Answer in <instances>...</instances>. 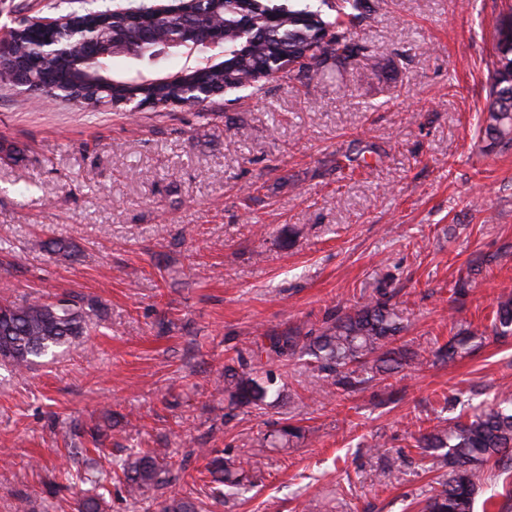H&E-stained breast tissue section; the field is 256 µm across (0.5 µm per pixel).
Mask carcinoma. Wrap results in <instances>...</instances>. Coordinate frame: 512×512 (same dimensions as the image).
I'll use <instances>...</instances> for the list:
<instances>
[{
	"instance_id": "1",
	"label": "carcinoma",
	"mask_w": 512,
	"mask_h": 512,
	"mask_svg": "<svg viewBox=\"0 0 512 512\" xmlns=\"http://www.w3.org/2000/svg\"><path fill=\"white\" fill-rule=\"evenodd\" d=\"M335 12L322 16L321 8L311 0H223L204 3L198 10L213 24H224V46L208 51L206 83L215 87L247 89L262 81L260 68L273 71H297L311 80L323 75L325 63H338L359 56L360 49L350 36L351 26L370 16L369 0H319ZM181 17H160L151 6L140 2L134 7L117 8L112 15L98 18L108 37L125 44L139 55L136 74L112 69V57L96 62L79 63L69 47L61 48L50 65L66 77L63 87L47 92L60 98L90 97L97 105L115 98H133L148 103L178 100L197 88L200 77L185 67H160L153 59L156 52L169 56L176 49L159 42L146 48L141 45L144 27L166 35L179 34ZM496 64L490 77L489 105L484 120L488 147H512V16L496 30ZM89 313L74 301L48 303L34 298L23 304H0V365L22 372L36 359L58 347L80 342L88 335ZM493 330L505 335L512 332V297L497 303ZM400 331L399 316L385 302H367L327 327L308 344L320 368L336 375V389L356 386L355 371L347 366L365 364L377 355L374 368L388 373L408 362L407 351L389 347ZM224 391L237 406H257L267 395L256 379L231 370L224 373ZM512 400L504 398L482 406L476 412L458 416L442 430H433L416 439V447L429 457V469L437 473L438 489L428 497L423 512H473L478 471L490 460L512 461ZM93 450L105 446L107 433L99 427L77 429ZM127 494L137 499L166 483L168 471L150 451H138L119 466ZM213 479L236 485L234 466L214 460L208 470ZM162 512H196L189 496L173 498Z\"/></svg>"
}]
</instances>
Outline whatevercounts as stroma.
I'll use <instances>...</instances> for the list:
<instances>
[{
  "instance_id": "stroma-1",
  "label": "stroma",
  "mask_w": 512,
  "mask_h": 512,
  "mask_svg": "<svg viewBox=\"0 0 512 512\" xmlns=\"http://www.w3.org/2000/svg\"><path fill=\"white\" fill-rule=\"evenodd\" d=\"M127 2L0 0V36ZM511 14L512 0H380L355 30L365 58L323 79L133 119L0 84V300L95 305L84 343L22 375L0 366V512H76L98 483L106 512H157L190 483L205 512H421L436 484L413 434L512 388V334L491 327L512 294V149L480 137ZM377 299L416 354L396 373L361 366L336 393L309 356L262 350ZM229 367L266 388L262 405L229 406ZM286 423L304 437L263 446ZM97 424L100 457L70 459L65 435ZM206 448L241 466L237 494L205 479ZM140 449L177 479L135 504L112 463ZM476 482L474 512H512V461Z\"/></svg>"
}]
</instances>
